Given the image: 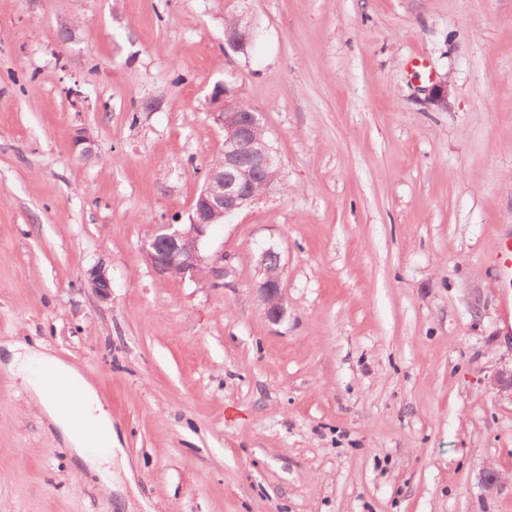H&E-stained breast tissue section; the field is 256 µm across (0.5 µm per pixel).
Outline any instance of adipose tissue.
I'll return each instance as SVG.
<instances>
[{
	"instance_id": "1",
	"label": "adipose tissue",
	"mask_w": 512,
	"mask_h": 512,
	"mask_svg": "<svg viewBox=\"0 0 512 512\" xmlns=\"http://www.w3.org/2000/svg\"><path fill=\"white\" fill-rule=\"evenodd\" d=\"M9 350L13 354L10 371L28 381L41 411L58 428L71 456L88 468L97 469L103 478H111V467L119 440L112 418L95 387L75 367L38 348L17 342L11 344ZM45 370L51 371L62 383L78 387L87 422L85 429H77L71 417L46 393L40 378L41 372Z\"/></svg>"
}]
</instances>
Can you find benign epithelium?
<instances>
[{
	"label": "benign epithelium",
	"mask_w": 512,
	"mask_h": 512,
	"mask_svg": "<svg viewBox=\"0 0 512 512\" xmlns=\"http://www.w3.org/2000/svg\"><path fill=\"white\" fill-rule=\"evenodd\" d=\"M251 38L249 29L224 32L226 44L237 52L245 51ZM214 100L217 120L224 128V157L208 169L189 223L158 224L141 246L144 258L161 277L200 278L206 265L201 245L211 227L260 200L272 188L273 174L281 172L272 146L257 135L262 128L259 114L240 111L237 100L222 88L214 92ZM88 280L99 298H110L112 282L105 269H91ZM260 293L267 319L280 321L286 313L280 277L264 274Z\"/></svg>",
	"instance_id": "benign-epithelium-1"
}]
</instances>
